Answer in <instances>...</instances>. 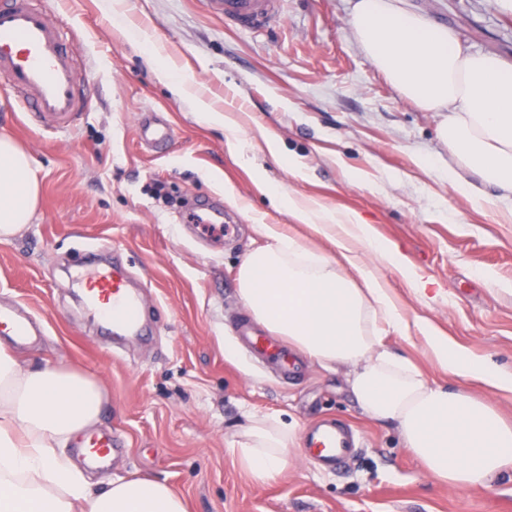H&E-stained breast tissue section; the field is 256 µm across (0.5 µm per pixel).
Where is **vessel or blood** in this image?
<instances>
[{"label": "vessel or blood", "mask_w": 512, "mask_h": 512, "mask_svg": "<svg viewBox=\"0 0 512 512\" xmlns=\"http://www.w3.org/2000/svg\"><path fill=\"white\" fill-rule=\"evenodd\" d=\"M212 2L226 20L246 28L269 27L280 19V0ZM0 74L21 95L25 110L43 121L70 126L85 107L71 50L31 0H0ZM78 271L88 285L84 304L91 314L109 320L113 334H145L139 297L123 278L92 260L82 263ZM0 329L22 342L36 326L18 310L0 308ZM238 335L252 353L276 366L282 378L297 374V356L278 337L245 321ZM357 450L351 427L333 418L313 424L304 436L306 456L329 472L346 464ZM115 453V443L105 434L90 438L86 445V457L95 464H108Z\"/></svg>", "instance_id": "1"}]
</instances>
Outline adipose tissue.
Wrapping results in <instances>:
<instances>
[{
  "label": "adipose tissue",
  "mask_w": 512,
  "mask_h": 512,
  "mask_svg": "<svg viewBox=\"0 0 512 512\" xmlns=\"http://www.w3.org/2000/svg\"><path fill=\"white\" fill-rule=\"evenodd\" d=\"M364 54L402 98L440 115L438 136L453 162L457 189L481 199V184L512 194V64L468 51L448 27L404 7L402 0H356L350 18ZM158 71L172 92L193 100L199 117L223 123L227 144L241 159L252 147L235 137L231 117H220L188 81ZM478 183L467 181V174ZM32 158L0 136V242L21 234L40 197ZM267 193L336 257L313 252L276 224H263V246L237 270L238 293L253 317L319 364L351 369V393L363 415L395 425L404 448L443 482L483 487L512 468V426L484 400L429 382L408 359L381 345L377 324L417 329L432 361L450 375L489 390L512 393V375L471 355L423 319L408 320L385 282L364 260L377 254L394 266L397 248L373 236L354 212ZM356 271L350 280L346 269ZM105 395L89 374L67 365L24 366L0 344V512H187L185 500L161 480H89L65 448L99 422ZM294 423L250 416L232 455L258 485L278 479L290 462Z\"/></svg>",
  "instance_id": "1"
}]
</instances>
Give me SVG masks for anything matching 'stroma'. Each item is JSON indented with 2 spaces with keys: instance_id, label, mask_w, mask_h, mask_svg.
<instances>
[{
  "instance_id": "stroma-1",
  "label": "stroma",
  "mask_w": 512,
  "mask_h": 512,
  "mask_svg": "<svg viewBox=\"0 0 512 512\" xmlns=\"http://www.w3.org/2000/svg\"><path fill=\"white\" fill-rule=\"evenodd\" d=\"M355 0H281L273 28L225 22L212 0H33L74 51L87 105L77 125L37 124L0 77V135L32 157L41 180L27 229L0 243V303L23 304L42 323L23 344L1 335L22 363L67 364L95 376L105 393L98 431L120 452L98 480H167L189 512H512V476L482 488L440 482L403 447L396 428L365 418L343 367L308 361L288 382L251 360L234 330L246 314L236 272L262 245L259 224H279L313 250L335 255L254 179L262 169L288 194L353 210L374 235L397 245L407 266L372 256L407 318L423 317L479 358L512 374V198L483 186V199L448 179L436 113L401 98L362 52L349 19ZM452 29L460 43L512 62V14L500 0H406ZM150 41L127 38L125 25ZM190 77L198 96L232 112L237 135L256 141L251 165L230 153L223 125L200 120L192 102L157 76L161 58ZM154 114L171 125L167 143L138 141ZM300 161H275L260 136ZM358 181H351L350 172ZM224 201L236 231L200 230L189 213ZM85 247L116 250L141 285L151 336L115 341L82 303L75 270ZM433 281L429 299L406 273ZM385 348L432 382L484 398L512 423V394L443 372L419 333L387 330ZM350 423L362 437L343 471L320 469L302 442L278 481L254 484L229 453L250 414Z\"/></svg>"
}]
</instances>
